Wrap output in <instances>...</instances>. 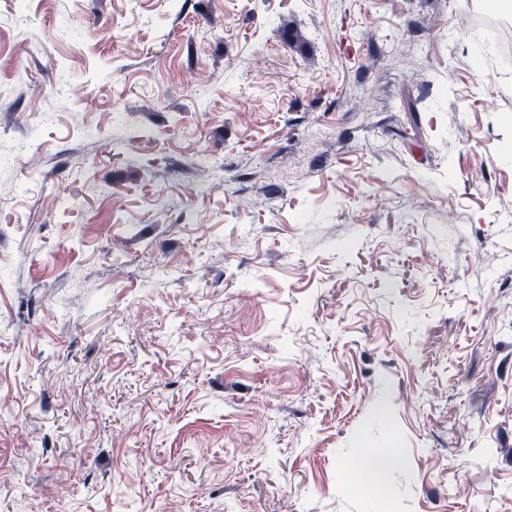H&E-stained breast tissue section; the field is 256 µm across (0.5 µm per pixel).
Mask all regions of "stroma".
<instances>
[{
  "label": "stroma",
  "instance_id": "stroma-1",
  "mask_svg": "<svg viewBox=\"0 0 512 512\" xmlns=\"http://www.w3.org/2000/svg\"><path fill=\"white\" fill-rule=\"evenodd\" d=\"M487 10L0 0V512H512Z\"/></svg>",
  "mask_w": 512,
  "mask_h": 512
}]
</instances>
